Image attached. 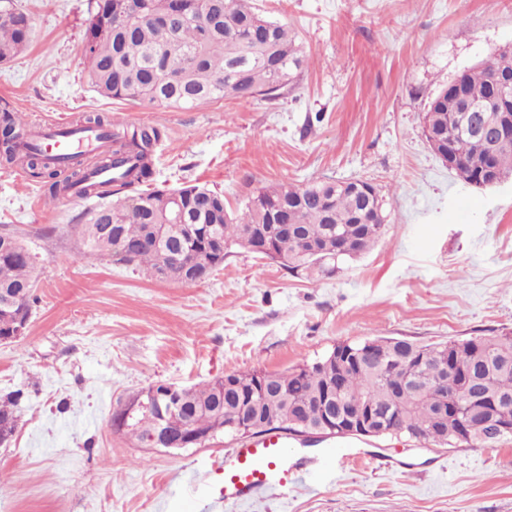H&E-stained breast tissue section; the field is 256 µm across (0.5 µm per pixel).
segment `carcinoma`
Returning <instances> with one entry per match:
<instances>
[{
  "label": "carcinoma",
  "instance_id": "cac0c4a2",
  "mask_svg": "<svg viewBox=\"0 0 512 512\" xmlns=\"http://www.w3.org/2000/svg\"><path fill=\"white\" fill-rule=\"evenodd\" d=\"M84 33L83 64L99 95L172 108L234 98L276 100L292 90L305 57L287 25L262 15L250 0H94ZM31 19L0 0V63L10 61L29 43ZM496 73L512 76V53L493 57L488 68L476 66L458 78L459 93L442 88L429 103L425 126L452 136L459 158L455 171L473 184L491 163L499 173H512V143L491 150L480 134L453 136L455 118L471 122L459 111L464 101L480 102L492 94ZM24 115L0 107V160L17 163L49 185L56 199L61 192L87 180L81 162H70L65 180L59 166L44 162L33 148L17 150ZM159 124L126 128L112 134V153L95 168H112V183L141 184L153 175L154 146L162 137ZM354 190L340 180H320L304 186L278 183L258 189L235 214L224 206V194L199 185L172 191L145 190L114 201L108 192L74 228L90 252L120 262L139 264L154 274L169 272V280L191 284L189 263L200 254L213 272L224 264L233 246L262 257L259 241L281 244L279 262L292 272L308 271L331 277L339 263L369 252L383 234L389 214L379 188L361 181ZM181 208L185 223L171 224ZM288 210V228L277 223V212ZM112 225L107 238L97 236L93 223ZM36 256L24 245L0 248V303L23 288L30 291L25 315L34 303ZM448 372V393H440L437 378ZM159 384L130 404L150 402L152 417L143 415L128 427L138 442L156 429L162 415L173 433L183 426V414L169 409ZM18 389L0 397V432H15ZM200 433L235 437L248 424L253 434L300 431L313 438L340 437L326 429L328 417L373 410L388 435H406L437 448H485L512 439V430L496 437L487 422L512 425V336H475L421 345L405 339L382 338L342 343L327 355L283 372H238L187 389L182 397Z\"/></svg>",
  "mask_w": 512,
  "mask_h": 512
}]
</instances>
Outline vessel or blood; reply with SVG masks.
I'll use <instances>...</instances> for the list:
<instances>
[{"mask_svg":"<svg viewBox=\"0 0 512 512\" xmlns=\"http://www.w3.org/2000/svg\"><path fill=\"white\" fill-rule=\"evenodd\" d=\"M23 138L38 145L55 161L67 160L80 149L88 153L97 151L103 144L98 131L71 132L61 122L29 127ZM220 469L224 482L219 496L202 502L208 512L222 503L250 499L260 489L286 486L291 476L300 471L279 434L257 435L242 441L225 452Z\"/></svg>","mask_w":512,"mask_h":512,"instance_id":"obj_1","label":"vessel or blood"}]
</instances>
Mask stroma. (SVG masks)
Instances as JSON below:
<instances>
[{
	"label": "stroma",
	"instance_id": "35a3bbf8",
	"mask_svg": "<svg viewBox=\"0 0 512 512\" xmlns=\"http://www.w3.org/2000/svg\"><path fill=\"white\" fill-rule=\"evenodd\" d=\"M33 22L0 64V100L27 122L161 124L154 189L200 184L242 209L259 186L362 179L391 213L378 243L332 277L289 273L235 247L205 281L181 285L88 252L73 226L97 197L66 194L0 161V230L37 255L27 328L0 343V396L23 390L0 445V512H186L189 478L214 476V437L149 448L112 426L159 384L284 371L341 343L435 344L512 335V175L467 185L424 134L430 101L512 44V0H252L294 31L307 67L275 101L191 109L100 97L81 61L91 0H14ZM348 461L223 512H512V440L437 448L349 440Z\"/></svg>",
	"mask_w": 512,
	"mask_h": 512
}]
</instances>
